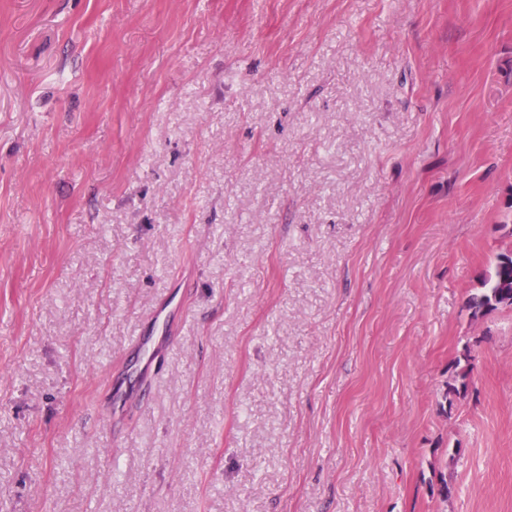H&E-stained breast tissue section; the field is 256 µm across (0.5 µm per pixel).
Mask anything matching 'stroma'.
I'll use <instances>...</instances> for the list:
<instances>
[{
	"label": "stroma",
	"instance_id": "35a3bbf8",
	"mask_svg": "<svg viewBox=\"0 0 512 512\" xmlns=\"http://www.w3.org/2000/svg\"><path fill=\"white\" fill-rule=\"evenodd\" d=\"M510 252L512 0H0V512H512ZM484 286L485 291L470 295L467 300L473 316L498 307H512V254L502 253L496 257Z\"/></svg>",
	"mask_w": 512,
	"mask_h": 512
}]
</instances>
